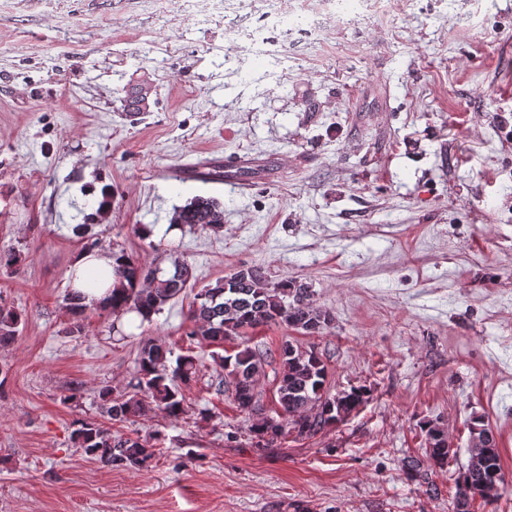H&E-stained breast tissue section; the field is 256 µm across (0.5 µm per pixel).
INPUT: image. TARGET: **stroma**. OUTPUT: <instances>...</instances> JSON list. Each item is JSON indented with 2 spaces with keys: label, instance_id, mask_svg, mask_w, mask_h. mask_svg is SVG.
I'll return each mask as SVG.
<instances>
[{
  "label": "stroma",
  "instance_id": "stroma-1",
  "mask_svg": "<svg viewBox=\"0 0 512 512\" xmlns=\"http://www.w3.org/2000/svg\"><path fill=\"white\" fill-rule=\"evenodd\" d=\"M312 13L317 44L300 28ZM260 27L278 57L252 52ZM143 82L146 106L125 112ZM196 196L221 201L223 226L170 230ZM76 224L148 270L187 260L193 287L150 322L94 306L70 333ZM8 251L22 261L0 271V305L24 321L0 347V512H455L478 415L504 483L470 512H512V0H385L351 26L324 0H0ZM243 265L307 283L333 318L247 332L265 358L254 416L215 361L235 342L187 337L196 290ZM147 339L197 357L188 412L113 423L160 436L149 467L90 460L73 423L99 418L104 389L130 391ZM287 341L315 349L330 393L371 396L259 448L250 427L278 410ZM435 418L453 453L411 479L401 461L424 458Z\"/></svg>",
  "mask_w": 512,
  "mask_h": 512
}]
</instances>
